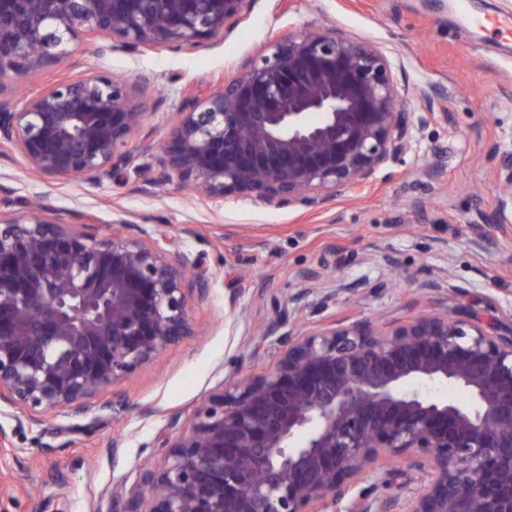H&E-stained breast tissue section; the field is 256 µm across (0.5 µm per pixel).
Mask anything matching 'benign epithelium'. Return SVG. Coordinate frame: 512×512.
I'll return each mask as SVG.
<instances>
[{"label":"benign epithelium","instance_id":"7a95c632","mask_svg":"<svg viewBox=\"0 0 512 512\" xmlns=\"http://www.w3.org/2000/svg\"><path fill=\"white\" fill-rule=\"evenodd\" d=\"M253 0H0V148L39 178L97 186L131 170L175 177L221 206L232 198L317 207L372 185L411 149L413 130L448 98L421 86L411 112L377 44L335 28L270 40L210 92L182 100L167 139L152 138L147 75L88 68L24 104L17 84L97 41L185 49L224 35ZM153 154L148 175L135 159ZM300 275L263 336L272 365L229 374L189 421L171 415L160 468L114 490L98 512H512V316L451 297L383 334L351 317L288 327L287 314L336 303L345 288ZM210 281L175 241L41 208L0 217V413L32 425L94 410L100 393L191 333L188 297ZM445 387L466 394L438 396ZM406 480L377 492L384 473Z\"/></svg>","mask_w":512,"mask_h":512}]
</instances>
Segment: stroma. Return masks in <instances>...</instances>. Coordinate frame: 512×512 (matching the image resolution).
Listing matches in <instances>:
<instances>
[{"label":"stroma","mask_w":512,"mask_h":512,"mask_svg":"<svg viewBox=\"0 0 512 512\" xmlns=\"http://www.w3.org/2000/svg\"><path fill=\"white\" fill-rule=\"evenodd\" d=\"M322 26L380 45L398 84L452 90L441 114L414 131L410 152L388 164L372 189L343 191L319 209L233 199L218 209L174 181L149 189L133 173L98 186L45 181L21 160H0V196L8 200L1 215H21L38 201L49 217L103 234L124 212L142 217L157 238L180 236L190 224L197 235L184 245L201 256L211 283L207 300L188 304L192 334L102 392L99 410L52 412L37 426L0 419L11 436L0 447V512H97L114 486L132 488L141 469L160 467L165 416L189 419L227 373L270 364L273 345L262 324L304 270L324 269L321 287L347 289L335 305L303 312L306 320L396 322L423 310L422 287L438 277L464 303L512 313V227L502 226L495 178L501 154L512 150V40L464 26L452 0H254L223 38L195 50L101 56L86 41L58 68L23 80L20 92L34 96L90 67L149 75L147 123L159 142L185 89L209 90L270 38ZM427 165L433 171L425 176ZM476 216L493 227L482 251L469 246ZM388 254L398 270L386 265ZM232 306L243 312L234 322ZM116 397L127 410L111 408ZM116 437L124 442L117 459L110 453Z\"/></svg>","instance_id":"obj_1"}]
</instances>
